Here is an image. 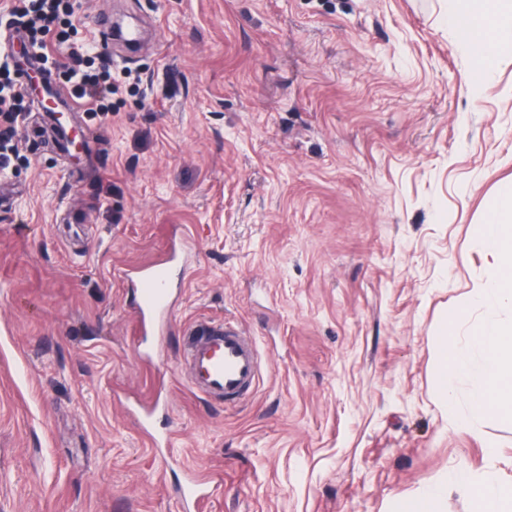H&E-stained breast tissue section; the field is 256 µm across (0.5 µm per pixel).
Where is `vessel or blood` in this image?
Returning a JSON list of instances; mask_svg holds the SVG:
<instances>
[{
	"mask_svg": "<svg viewBox=\"0 0 512 512\" xmlns=\"http://www.w3.org/2000/svg\"><path fill=\"white\" fill-rule=\"evenodd\" d=\"M141 328L155 332L159 317L171 308L167 261L153 263L134 275ZM192 382L208 396L223 397L225 402L243 400L254 387L259 363L254 348L241 332L223 321L205 324L204 331L188 355ZM185 512H199L208 499V483L200 475L191 476L180 491Z\"/></svg>",
	"mask_w": 512,
	"mask_h": 512,
	"instance_id": "obj_1",
	"label": "vessel or blood"
}]
</instances>
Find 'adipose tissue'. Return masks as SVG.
<instances>
[{
	"mask_svg": "<svg viewBox=\"0 0 512 512\" xmlns=\"http://www.w3.org/2000/svg\"><path fill=\"white\" fill-rule=\"evenodd\" d=\"M448 18L465 44L477 74L488 73L497 58L512 49V0H448ZM495 279L476 286L473 295L486 304L512 305V185L496 196L490 214L478 228ZM437 383L446 412L454 406L446 392L455 379L476 375L478 389L470 413L492 412L512 420V323L488 317L465 341L440 348L435 358ZM473 500V512H512V484L462 482Z\"/></svg>",
	"mask_w": 512,
	"mask_h": 512,
	"instance_id": "1",
	"label": "adipose tissue"
}]
</instances>
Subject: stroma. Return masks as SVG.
Wrapping results in <instances>:
<instances>
[{
  "label": "stroma",
  "instance_id": "35a3bbf8",
  "mask_svg": "<svg viewBox=\"0 0 512 512\" xmlns=\"http://www.w3.org/2000/svg\"><path fill=\"white\" fill-rule=\"evenodd\" d=\"M106 54L108 112L56 148L26 94L0 175V512H400L455 473L512 481V422L442 407L434 357L512 307L475 229L512 183V52L474 82L448 0H76ZM175 253L160 336L120 269ZM237 321L261 375L237 406L194 391L185 328ZM499 444L487 459L484 439ZM208 481L196 474L191 476L182 486L180 497L185 511L196 512L209 498Z\"/></svg>",
  "mask_w": 512,
  "mask_h": 512
}]
</instances>
